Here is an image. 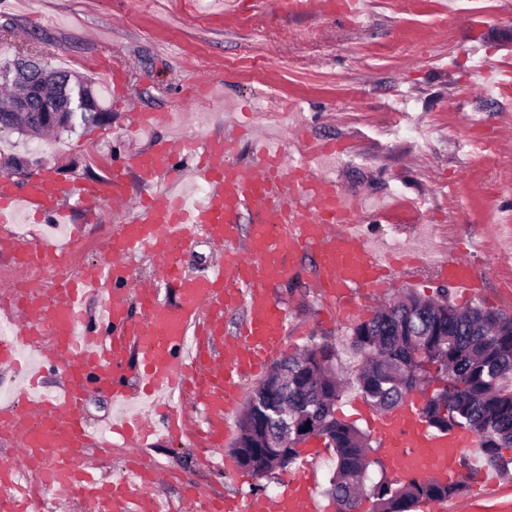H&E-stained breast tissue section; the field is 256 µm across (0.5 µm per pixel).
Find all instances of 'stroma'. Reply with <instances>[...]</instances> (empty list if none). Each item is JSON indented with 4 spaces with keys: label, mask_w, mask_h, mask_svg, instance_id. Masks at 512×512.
I'll return each instance as SVG.
<instances>
[{
    "label": "stroma",
    "mask_w": 512,
    "mask_h": 512,
    "mask_svg": "<svg viewBox=\"0 0 512 512\" xmlns=\"http://www.w3.org/2000/svg\"><path fill=\"white\" fill-rule=\"evenodd\" d=\"M227 0H0V68L17 56L48 60L85 77L100 58L125 68L139 108L170 109L182 89L202 78L224 84V108L191 107V138L223 130L257 100L279 112L256 117L258 131L283 143L291 161H304L300 137L332 141L339 153L313 160L343 193L362 200L366 241L385 247L398 240L419 254L455 247L475 268L487 270L484 288L471 296L451 292L458 305L501 309L505 279H512V250L492 256V227L512 223V103L482 90L469 60L512 66V0H385L359 16L347 0H328L324 12L282 19L272 0H245L241 12ZM288 28L294 40H265ZM409 105L394 112L397 97ZM428 130V142L390 138L394 120ZM135 132L123 105L98 122H76L61 134L38 138L0 133V171L11 158L26 163L25 177L51 166L59 178L80 184L103 178L112 164L144 150L150 138ZM314 261L298 260L295 277L272 290L288 321L284 355L313 345L335 347L346 375L359 356L347 341L360 316L332 322L313 288ZM162 468L160 487L178 512L187 487L217 497L278 496L287 471L269 477L241 468L220 472L204 463L199 447L158 435L145 451Z\"/></svg>",
    "instance_id": "35a3bbf8"
}]
</instances>
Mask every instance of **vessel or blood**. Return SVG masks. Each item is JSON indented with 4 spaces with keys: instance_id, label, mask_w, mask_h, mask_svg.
I'll use <instances>...</instances> for the list:
<instances>
[{
    "instance_id": "vessel-or-blood-1",
    "label": "vessel or blood",
    "mask_w": 512,
    "mask_h": 512,
    "mask_svg": "<svg viewBox=\"0 0 512 512\" xmlns=\"http://www.w3.org/2000/svg\"><path fill=\"white\" fill-rule=\"evenodd\" d=\"M174 113L138 112L134 125L147 133L173 123ZM249 142L252 165L235 161ZM135 175L149 195L131 197L127 175ZM207 184L195 199L183 190L188 180ZM116 210L117 225L99 245L100 259L71 275L68 258L74 240L55 230L74 223L76 210L96 214L103 205ZM48 217L39 236L26 238L14 224L19 211ZM335 180L314 174L309 165L288 161L281 148L248 139L241 127L198 141L169 136L152 141L142 152L127 155L96 186L60 181L52 167L19 181L0 176V253L16 260L9 285L0 287V319L11 330L0 336V365L21 373L16 403L0 407V439L17 457L0 466V512H33L37 503L31 478L54 488L59 504L80 502L89 512H167L164 500L151 493L159 471L138 451L158 431L179 439L188 427L184 412L169 410L165 397L179 395L201 408L203 435L223 443L232 431L230 417L244 395V380L260 373L283 350L288 334L284 313L272 299L273 282L294 277L295 256L316 259V288L338 314L356 306V294L384 284L387 274L403 281L413 277L414 263L389 270L382 254L365 243L361 224L351 219ZM251 215L248 237L239 219ZM212 241L223 261L197 277L188 275L179 248L193 236ZM158 262L153 283L137 285L138 257ZM440 277L456 289L478 290L482 276L465 259L448 254L438 266ZM100 305L87 317L91 299ZM139 316H132L131 306ZM244 310L234 334L224 332V316ZM61 382L46 390L48 371ZM134 371L145 410L121 415L101 429L87 423L83 402L89 391L128 405L133 394L125 384ZM420 398L398 411L360 413L378 434L391 469L418 478L452 484L463 475L456 461L477 447L466 431L435 434L421 422ZM127 445L126 471L105 480L89 450ZM486 512H512V488L489 479ZM211 512H320L309 481L293 473L277 500L251 496L224 500Z\"/></svg>"
}]
</instances>
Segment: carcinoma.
Instances as JSON below:
<instances>
[{
  "instance_id": "1",
  "label": "carcinoma",
  "mask_w": 512,
  "mask_h": 512,
  "mask_svg": "<svg viewBox=\"0 0 512 512\" xmlns=\"http://www.w3.org/2000/svg\"><path fill=\"white\" fill-rule=\"evenodd\" d=\"M349 348L363 359L350 381L377 411L392 412L417 387H434L422 419L435 432L472 433L483 465L509 471L512 455V316L478 305L459 307L449 291L433 296L407 291L352 330ZM334 347H309L275 363L255 388L239 419L233 454L260 477L293 464L308 421L336 452L327 494L336 512H415L425 500H448L467 482L442 484L410 477L392 480L369 434L336 414L345 393ZM284 440L263 447V432Z\"/></svg>"
}]
</instances>
